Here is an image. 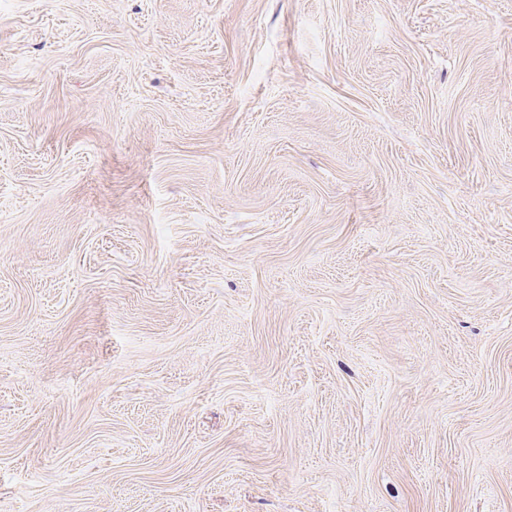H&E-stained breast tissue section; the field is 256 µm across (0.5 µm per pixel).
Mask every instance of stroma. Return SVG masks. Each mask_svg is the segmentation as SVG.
I'll return each instance as SVG.
<instances>
[{
  "mask_svg": "<svg viewBox=\"0 0 512 512\" xmlns=\"http://www.w3.org/2000/svg\"><path fill=\"white\" fill-rule=\"evenodd\" d=\"M0 512H512V0H0Z\"/></svg>",
  "mask_w": 512,
  "mask_h": 512,
  "instance_id": "35a3bbf8",
  "label": "stroma"
}]
</instances>
